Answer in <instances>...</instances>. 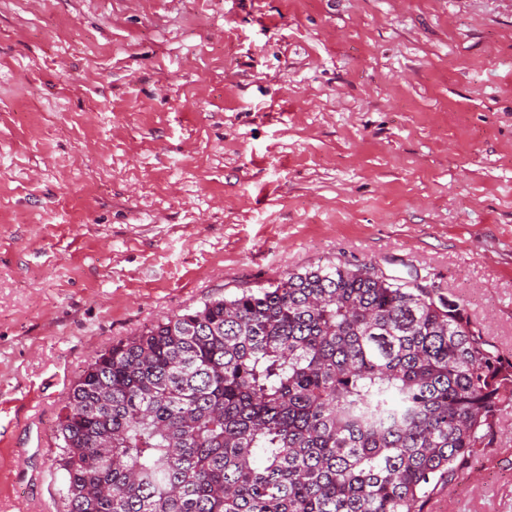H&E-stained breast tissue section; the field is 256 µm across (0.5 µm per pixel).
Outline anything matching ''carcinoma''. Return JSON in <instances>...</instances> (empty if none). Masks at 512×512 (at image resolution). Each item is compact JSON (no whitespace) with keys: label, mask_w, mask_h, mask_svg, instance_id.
Here are the masks:
<instances>
[{"label":"carcinoma","mask_w":512,"mask_h":512,"mask_svg":"<svg viewBox=\"0 0 512 512\" xmlns=\"http://www.w3.org/2000/svg\"><path fill=\"white\" fill-rule=\"evenodd\" d=\"M510 405L512 358L435 285L290 272L88 364L55 435L65 512H423Z\"/></svg>","instance_id":"1"}]
</instances>
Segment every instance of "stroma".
I'll return each instance as SVG.
<instances>
[{
    "mask_svg": "<svg viewBox=\"0 0 512 512\" xmlns=\"http://www.w3.org/2000/svg\"><path fill=\"white\" fill-rule=\"evenodd\" d=\"M367 264L512 357V0H0V512L97 352ZM423 512H512V408Z\"/></svg>",
    "mask_w": 512,
    "mask_h": 512,
    "instance_id": "obj_1",
    "label": "stroma"
}]
</instances>
